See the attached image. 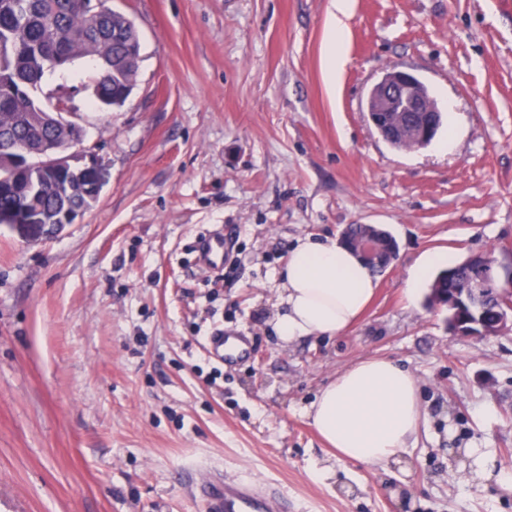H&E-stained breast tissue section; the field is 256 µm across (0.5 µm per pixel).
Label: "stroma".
<instances>
[{
    "instance_id": "obj_1",
    "label": "stroma",
    "mask_w": 512,
    "mask_h": 512,
    "mask_svg": "<svg viewBox=\"0 0 512 512\" xmlns=\"http://www.w3.org/2000/svg\"><path fill=\"white\" fill-rule=\"evenodd\" d=\"M141 38L135 88L94 103V63L47 71L107 171L50 241L0 225V512H205L213 472L287 496L290 512H512V329L455 334L414 302L413 269L474 252L512 259V4L353 0L325 78L331 0H110ZM390 70L448 110L428 147L392 148L367 118ZM381 224L396 261L361 319L284 343L276 278L298 239ZM232 231L224 268L195 240ZM224 328L255 356L206 351ZM390 357L425 424L382 469L336 457L311 425L319 390ZM209 354L224 364H240L254 356V346L249 336L216 329L207 339Z\"/></svg>"
}]
</instances>
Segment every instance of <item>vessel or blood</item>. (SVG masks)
<instances>
[{
    "instance_id": "vessel-or-blood-1",
    "label": "vessel or blood",
    "mask_w": 512,
    "mask_h": 512,
    "mask_svg": "<svg viewBox=\"0 0 512 512\" xmlns=\"http://www.w3.org/2000/svg\"><path fill=\"white\" fill-rule=\"evenodd\" d=\"M231 245V236L221 233L202 237L197 244L201 264L213 270L221 268ZM207 349L212 357L229 365L248 362L254 356L250 337L220 329L208 337ZM205 486L209 512H288L287 498L249 483L210 479Z\"/></svg>"
}]
</instances>
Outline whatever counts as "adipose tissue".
<instances>
[{
    "mask_svg": "<svg viewBox=\"0 0 512 512\" xmlns=\"http://www.w3.org/2000/svg\"><path fill=\"white\" fill-rule=\"evenodd\" d=\"M278 277L275 330L286 342L343 333L377 290L374 272L348 248L309 237L298 240ZM309 415L340 458L372 466L407 453L425 420L417 380L391 358H368L339 374L320 390Z\"/></svg>",
    "mask_w": 512,
    "mask_h": 512,
    "instance_id": "adipose-tissue-1",
    "label": "adipose tissue"
}]
</instances>
